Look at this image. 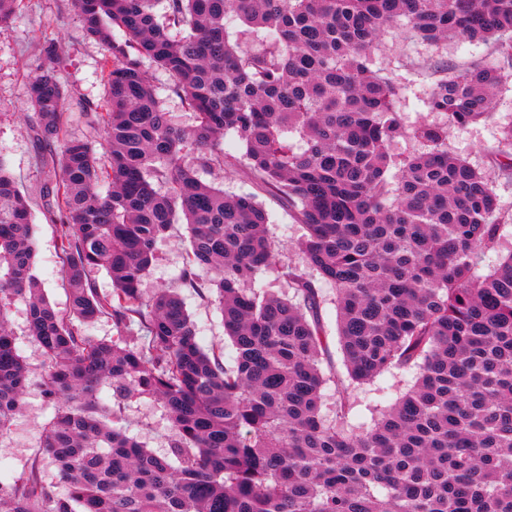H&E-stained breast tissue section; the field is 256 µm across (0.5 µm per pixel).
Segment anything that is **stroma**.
<instances>
[{"label":"stroma","mask_w":512,"mask_h":512,"mask_svg":"<svg viewBox=\"0 0 512 512\" xmlns=\"http://www.w3.org/2000/svg\"><path fill=\"white\" fill-rule=\"evenodd\" d=\"M48 42L58 46L59 74L74 89V98L64 109L65 131L72 137L96 138L100 135L93 113L82 111L78 102L82 99L93 104L101 102L104 87L100 79V64L109 51L85 36L71 0H23L15 21L0 28V159L6 162L32 206L33 273L51 305L64 312L68 309L69 300L62 286L58 258L61 223L49 220L44 214L42 190L45 173L40 148L34 138L36 117L27 104L26 96L28 83L37 71L39 50ZM440 55L449 64L461 66L477 58L491 59L492 51L487 44L458 37L439 54L423 43L402 39L394 30L372 53L374 68L405 80L408 86L401 103L406 125H416L428 117L424 98L436 79L433 64ZM511 122L512 78L504 80L494 91L491 117L455 128L450 136V147L474 166L489 168L490 152L496 146L502 128ZM261 202L269 214V235L282 247V259L298 261L295 245L304 233L302 226L277 198L265 195ZM187 240L186 226L176 224L168 236L157 242V261L145 279V292L150 295L160 288L178 289L195 324L199 343L207 349H223L225 365H234L235 351L224 334L220 310L207 302L199 290L181 285L179 276ZM8 319L20 353L29 366L30 389L8 435L0 439V482L13 483L36 467L43 481L60 491L64 485L40 448L43 427L52 417L54 407L39 391L45 368L36 343L27 333V304L24 299L13 300ZM413 377V371L395 369L379 375L370 384L355 387L352 423L361 428L371 426L380 409L394 404L412 385ZM122 426L127 435L144 442L148 449L158 454L166 453L170 422L156 401L145 397L132 400L125 411Z\"/></svg>","instance_id":"1"}]
</instances>
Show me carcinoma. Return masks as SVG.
Listing matches in <instances>:
<instances>
[{
  "label": "carcinoma",
  "instance_id": "obj_1",
  "mask_svg": "<svg viewBox=\"0 0 512 512\" xmlns=\"http://www.w3.org/2000/svg\"><path fill=\"white\" fill-rule=\"evenodd\" d=\"M21 0H0V27ZM85 35L106 45L98 109L106 159L64 136L70 91L44 48L27 100L43 145L49 217L70 315L33 274L32 206L0 161V436L28 392L8 322L28 303L55 414L40 447L66 486L33 473L0 483V512H512V213L492 177L512 180V124L494 173L451 151V131L491 116L512 73V0H73ZM401 27L440 48L462 36L492 46L440 66L404 123L406 84L373 69L381 35ZM161 72L195 115L186 130L160 97ZM243 145L224 153V135ZM414 143L408 153L396 151ZM204 172L239 173L284 200L305 229L301 262L278 258L256 195H229ZM107 191H101L103 184ZM183 222V284L214 273L207 299L236 350L232 366L197 340L180 294L143 283L155 245ZM498 255L486 275L483 258ZM101 267L112 293L98 294ZM270 273L280 295L252 287ZM336 290L337 332L351 383L391 370L414 383L373 425L350 422L322 324L321 283ZM112 340L89 336L101 318ZM112 389V417L99 391ZM148 397L171 423L157 455L115 426Z\"/></svg>",
  "mask_w": 512,
  "mask_h": 512
}]
</instances>
